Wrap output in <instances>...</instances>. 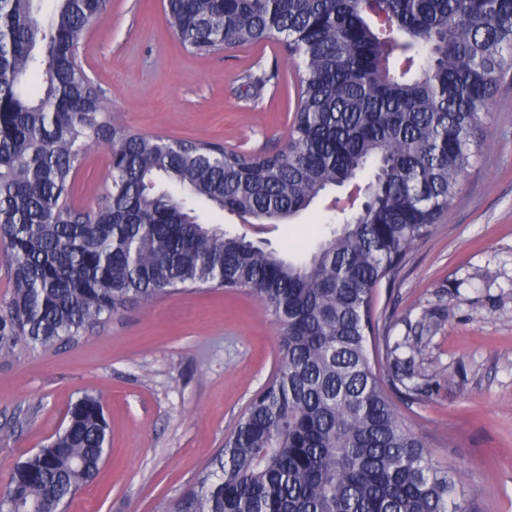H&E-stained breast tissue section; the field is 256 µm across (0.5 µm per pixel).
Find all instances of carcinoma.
<instances>
[{
    "mask_svg": "<svg viewBox=\"0 0 512 512\" xmlns=\"http://www.w3.org/2000/svg\"><path fill=\"white\" fill-rule=\"evenodd\" d=\"M0 0V249L9 298L0 360L74 341L128 306L248 289L282 327L277 368L224 448L163 512H469L391 401L418 396L419 337L374 340L373 295L455 200L512 69V0H167L189 53L282 37L299 103L283 152L244 155L122 124L79 44L106 0ZM104 146L110 188L77 209L71 185ZM326 205L328 232L292 258L224 231ZM98 395L70 405L39 451L0 474V512H61L98 476Z\"/></svg>",
    "mask_w": 512,
    "mask_h": 512,
    "instance_id": "carcinoma-1",
    "label": "carcinoma"
}]
</instances>
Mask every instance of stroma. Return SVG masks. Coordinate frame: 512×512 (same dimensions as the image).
<instances>
[{"instance_id":"stroma-1","label":"stroma","mask_w":512,"mask_h":512,"mask_svg":"<svg viewBox=\"0 0 512 512\" xmlns=\"http://www.w3.org/2000/svg\"><path fill=\"white\" fill-rule=\"evenodd\" d=\"M82 61L122 121L169 140H207L246 154L288 145L294 66L279 42L194 55L162 0H110L86 32ZM480 160L395 278L376 290L381 335L429 324L423 394L392 392L398 413L443 469L463 471L472 512H512V72L496 90ZM109 174L92 148L76 206L96 205ZM221 224L300 252L324 233L322 204L290 224ZM281 327L246 292L208 291L126 308L78 343L0 363V471L46 444L78 393L102 400L110 454L68 512H160L224 444L278 359Z\"/></svg>"}]
</instances>
